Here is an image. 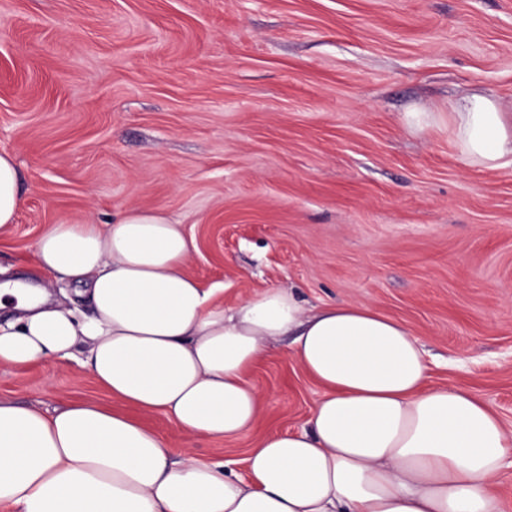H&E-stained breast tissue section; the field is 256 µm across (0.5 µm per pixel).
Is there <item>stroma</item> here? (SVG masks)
Wrapping results in <instances>:
<instances>
[{"label":"stroma","mask_w":512,"mask_h":512,"mask_svg":"<svg viewBox=\"0 0 512 512\" xmlns=\"http://www.w3.org/2000/svg\"><path fill=\"white\" fill-rule=\"evenodd\" d=\"M512 107V0H0V151L20 171L0 269L31 279L49 224L130 207L184 224L188 271L231 308L287 287L404 323L433 386L512 424V167L465 165L449 112ZM291 341L248 374L260 418L200 455L301 429L322 391ZM0 399L119 401L76 363L0 370Z\"/></svg>","instance_id":"35a3bbf8"}]
</instances>
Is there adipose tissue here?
Here are the masks:
<instances>
[{
    "label": "adipose tissue",
    "instance_id": "ef3b65f1",
    "mask_svg": "<svg viewBox=\"0 0 512 512\" xmlns=\"http://www.w3.org/2000/svg\"><path fill=\"white\" fill-rule=\"evenodd\" d=\"M448 128L460 158L512 165V113L459 98ZM20 207L14 156L0 152V230ZM183 225L132 207L112 224H51L35 244L42 280L0 284V369L78 360L114 411L77 401L49 414L0 399V507L9 512H502L496 480L512 427L469 390L431 387L419 339L361 303L316 313L285 287L225 308L187 266ZM82 287L90 311L52 300ZM323 390L308 429L271 434L246 474L199 455L201 438L248 432L261 394L246 375L286 335ZM161 412L179 457L128 409ZM81 285L71 281H57L51 289L52 295L55 299L70 302L79 311H87V304L84 301V296H80L78 291Z\"/></svg>",
    "mask_w": 512,
    "mask_h": 512
}]
</instances>
